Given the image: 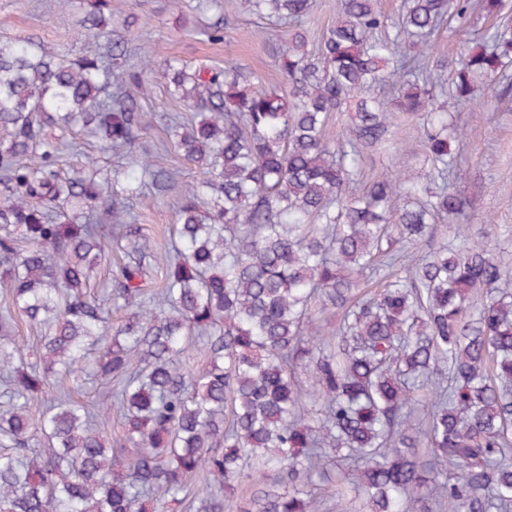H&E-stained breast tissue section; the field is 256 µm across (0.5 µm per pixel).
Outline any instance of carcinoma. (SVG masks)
I'll use <instances>...</instances> for the list:
<instances>
[{"instance_id": "cac0c4a2", "label": "carcinoma", "mask_w": 512, "mask_h": 512, "mask_svg": "<svg viewBox=\"0 0 512 512\" xmlns=\"http://www.w3.org/2000/svg\"><path fill=\"white\" fill-rule=\"evenodd\" d=\"M246 12L294 33L280 39L288 87H264L238 66L162 75L191 119L170 116L175 146L204 176L187 186L176 239L160 250L127 201L172 177L136 151L162 116L142 103L156 49L126 66L128 39L86 0V34L108 59L0 41V512H323L320 487L346 475L367 512H509L512 508V271L456 223L448 188L463 129L448 99H474L475 79L512 63V25L463 42L446 90L432 70L431 35L504 0H401L391 21L378 0H336V25L316 49L298 32L313 0H243ZM347 132L328 138L330 113L364 90ZM426 117V184L386 172L359 186L368 148L388 142L395 114ZM80 127L119 153L63 177L60 136ZM453 240L430 255L438 220ZM126 258L112 325L93 299L109 247ZM162 272L152 294L144 283ZM339 310L327 336L314 306ZM17 311L43 329L36 361L11 339ZM199 347L194 372L182 357ZM310 368L311 383L297 372ZM113 382L97 409L70 391ZM430 390L420 413L415 393ZM119 409L123 439L91 424ZM134 462L117 467L127 449ZM275 476L272 490L246 486Z\"/></svg>"}]
</instances>
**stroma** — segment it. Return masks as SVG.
<instances>
[{"label": "stroma", "mask_w": 512, "mask_h": 512, "mask_svg": "<svg viewBox=\"0 0 512 512\" xmlns=\"http://www.w3.org/2000/svg\"><path fill=\"white\" fill-rule=\"evenodd\" d=\"M192 2L110 0L112 23L126 30L132 45H155L161 56H174L191 66L228 62L255 72L263 84H283L277 45L257 36L261 22L243 9L240 0H223L226 26L220 43L211 42L207 33L217 17L196 16ZM84 16L76 6L58 12L54 0H0V40L29 38L52 52L66 48L77 55L92 54L100 51L101 43L80 36ZM462 39L452 23L433 38L430 64L445 78H452L460 66ZM458 113L466 128L453 183L465 201L459 221L468 225L474 240L512 268V91L499 78L477 82L474 100L459 106ZM389 133L400 150L365 152L363 177L402 170L423 174L425 146L418 122L398 117ZM141 144L158 167L176 173L175 189L130 203L143 233L161 245L169 238L181 189L198 178L199 169L175 152L162 125L144 134Z\"/></svg>", "instance_id": "obj_1"}]
</instances>
